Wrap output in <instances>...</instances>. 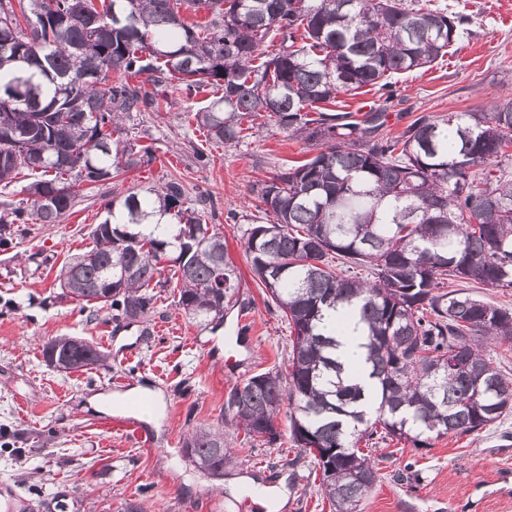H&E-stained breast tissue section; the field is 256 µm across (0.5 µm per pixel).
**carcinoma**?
Returning a JSON list of instances; mask_svg holds the SVG:
<instances>
[{
	"mask_svg": "<svg viewBox=\"0 0 512 512\" xmlns=\"http://www.w3.org/2000/svg\"><path fill=\"white\" fill-rule=\"evenodd\" d=\"M82 2L17 0L0 20V185L32 177V208L0 211V244L21 235V224L60 223L80 192L144 165L150 147L112 135L132 113L160 111V87L215 88L221 95L194 113L214 142L235 146L243 121L264 117L320 147L251 187L267 222L246 230L242 248L288 321L291 354L286 373L231 388L230 423L272 444L286 411L300 449L293 462L311 458L334 512H359L378 478L361 441L396 437L422 448L512 412V378L484 353L490 341L512 345V308L443 290L449 279L512 288V99L484 112L420 115L386 139L377 137L384 110L352 119L330 108L341 92H392L394 76L447 54L468 17L404 0H98L91 7L102 21L90 31ZM202 9L212 14L205 23L184 15ZM82 46L91 78L75 66ZM111 72L123 78L112 82ZM21 134L26 156L15 147ZM104 209L93 246L60 270L61 296L137 322L167 287L165 256L181 283L177 305L201 329L223 328L240 276L224 234L187 205L182 186L129 190ZM341 310L357 318L375 380L368 397L325 330L327 313ZM41 353L66 373L107 360L68 336ZM225 448L222 428L183 442L194 467L213 477L224 475Z\"/></svg>",
	"mask_w": 512,
	"mask_h": 512,
	"instance_id": "1",
	"label": "carcinoma"
}]
</instances>
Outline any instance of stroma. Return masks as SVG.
<instances>
[{
	"label": "stroma",
	"mask_w": 512,
	"mask_h": 512,
	"mask_svg": "<svg viewBox=\"0 0 512 512\" xmlns=\"http://www.w3.org/2000/svg\"><path fill=\"white\" fill-rule=\"evenodd\" d=\"M424 1L469 16L451 51L428 69L395 77L389 100L364 88L337 97V111L358 118L364 99L386 105L387 137L423 112H473L512 98V0H407ZM210 98L176 91L160 112L132 115L136 143L153 149L150 162L79 197L61 223L27 225L11 250H0V484L25 499L30 512H122L129 500L157 512H332L309 459H298L287 436V416L278 417L282 438L272 445L245 444L242 431L227 429L231 454L220 479L198 471L182 449L189 432L222 421L234 385L287 369V321L254 278L241 241L264 219L250 185L317 153L271 122L232 148L207 141L190 114ZM171 180L199 203L204 221L223 230L242 274L223 331L200 330L178 307L173 281L150 316L130 325L109 310L60 298L59 270L91 248L105 201ZM56 336L99 346L107 366L68 374L49 368L40 343ZM137 387L161 395L152 416L129 411ZM119 396L125 406L102 407ZM367 453L379 478L363 512H512V416L426 448L386 440ZM28 471L36 479L21 483ZM246 478L286 489V503L259 505L242 485Z\"/></svg>",
	"instance_id": "obj_1"
}]
</instances>
